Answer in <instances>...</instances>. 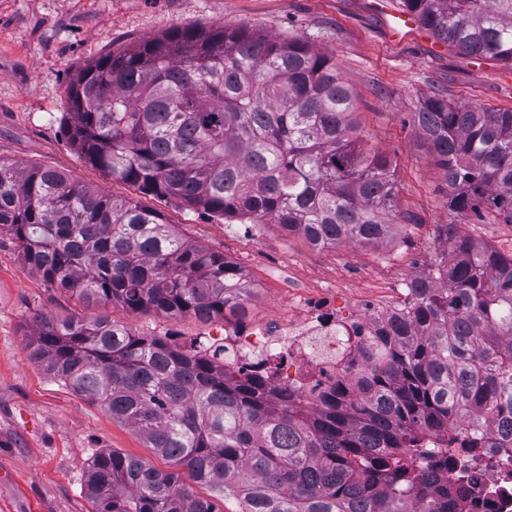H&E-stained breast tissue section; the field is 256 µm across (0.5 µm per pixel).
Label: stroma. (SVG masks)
<instances>
[{
  "label": "stroma",
  "instance_id": "obj_1",
  "mask_svg": "<svg viewBox=\"0 0 512 512\" xmlns=\"http://www.w3.org/2000/svg\"><path fill=\"white\" fill-rule=\"evenodd\" d=\"M402 7V0H387L383 11L372 0H0V160L51 167L161 212L256 285L245 309L254 323L287 318L288 294L296 288L326 293L346 317L368 296L403 303L397 287L427 271L439 250L438 225H458L477 242L512 254V224L449 210L441 173L413 125L422 97L434 92L459 104L512 110V65L464 56L423 27L396 39L387 13ZM218 24L300 35L336 61L355 96L365 147L387 155L395 170L400 222L390 243L319 251L273 224L255 238L249 225L140 194L78 156L62 115L67 87L82 69L146 38ZM38 314L107 317L137 333L177 335L182 345L219 337L224 320L82 304L32 272L17 240L0 231V512H93L86 481L98 454L113 449L161 470L168 464L133 429L33 360L29 330Z\"/></svg>",
  "mask_w": 512,
  "mask_h": 512
}]
</instances>
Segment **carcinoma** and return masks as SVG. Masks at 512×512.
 <instances>
[{
	"label": "carcinoma",
	"instance_id": "carcinoma-1",
	"mask_svg": "<svg viewBox=\"0 0 512 512\" xmlns=\"http://www.w3.org/2000/svg\"><path fill=\"white\" fill-rule=\"evenodd\" d=\"M438 38L512 64V0H403ZM65 133L140 193L236 224H276L319 248L379 247L398 191L363 147L338 67L301 36L185 27L89 63ZM415 127L448 208L512 224V111L425 96ZM0 228L24 261L87 304L211 319L241 309V269L137 200L42 165L0 160ZM444 249L406 314L359 346L366 370L315 408L236 379L195 344L107 317L33 318V357L168 460L112 450L87 478L96 512H474L458 455L512 448V255L438 227ZM206 487L201 498L182 473Z\"/></svg>",
	"mask_w": 512,
	"mask_h": 512
}]
</instances>
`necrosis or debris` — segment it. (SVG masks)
Segmentation results:
<instances>
[{
	"mask_svg": "<svg viewBox=\"0 0 512 512\" xmlns=\"http://www.w3.org/2000/svg\"><path fill=\"white\" fill-rule=\"evenodd\" d=\"M288 320L271 325L237 322L208 350L224 352V367L238 377H270L273 385L295 390L309 405L337 380L352 378L365 363L358 347L400 313L368 301L362 315L337 318L328 297L300 292L291 300ZM463 475L475 500H490V512H512V448L485 451L481 466L466 463Z\"/></svg>",
	"mask_w": 512,
	"mask_h": 512,
	"instance_id": "obj_1",
	"label": "necrosis or debris"
}]
</instances>
